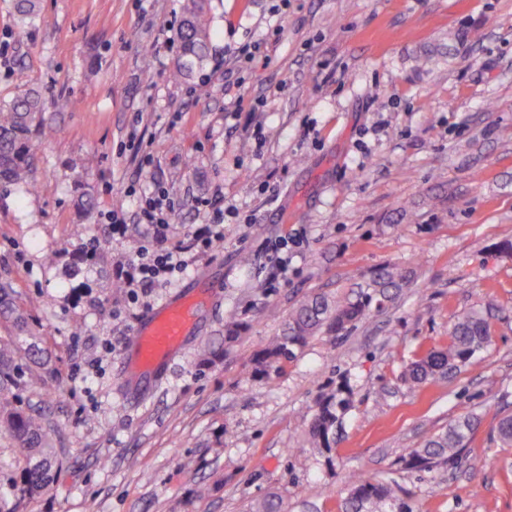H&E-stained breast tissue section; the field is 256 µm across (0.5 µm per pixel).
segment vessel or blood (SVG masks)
<instances>
[{
  "mask_svg": "<svg viewBox=\"0 0 512 512\" xmlns=\"http://www.w3.org/2000/svg\"><path fill=\"white\" fill-rule=\"evenodd\" d=\"M197 313L188 298L167 303L134 331L131 346L139 373L156 374L181 349Z\"/></svg>",
  "mask_w": 512,
  "mask_h": 512,
  "instance_id": "vessel-or-blood-1",
  "label": "vessel or blood"
}]
</instances>
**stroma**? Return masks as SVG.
<instances>
[{"label": "stroma", "mask_w": 512, "mask_h": 512, "mask_svg": "<svg viewBox=\"0 0 512 512\" xmlns=\"http://www.w3.org/2000/svg\"><path fill=\"white\" fill-rule=\"evenodd\" d=\"M277 3L209 0L210 58L176 81L181 0H41L31 26L0 0V101L36 89L52 131L30 138L32 185H0V283L54 372L28 378L22 402L45 408L66 457L28 512H247L271 490L287 512H338L350 472L396 482L417 512H512V448L494 438L496 414L512 413V0H288L278 15ZM254 42L257 60L240 62ZM158 185L177 204L171 237L213 205L239 215L136 302L116 265L145 229L119 237L105 216ZM386 264L417 286L252 376L306 295L349 294ZM187 292L202 296L192 335L152 381L134 379L137 324ZM496 304L486 349L449 379L403 383L456 314ZM232 311L246 332L200 369ZM341 384L352 403L336 447L310 455L308 420ZM470 407L483 423L466 466H409Z\"/></svg>", "instance_id": "1"}]
</instances>
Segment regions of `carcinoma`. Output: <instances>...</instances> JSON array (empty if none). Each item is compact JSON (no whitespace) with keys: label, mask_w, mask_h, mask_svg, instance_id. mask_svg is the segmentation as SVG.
Here are the masks:
<instances>
[{"label":"carcinoma","mask_w":512,"mask_h":512,"mask_svg":"<svg viewBox=\"0 0 512 512\" xmlns=\"http://www.w3.org/2000/svg\"><path fill=\"white\" fill-rule=\"evenodd\" d=\"M20 22L33 24L40 19V0H15ZM179 41L182 61L173 77L189 75L202 66L210 55V20L207 0H182ZM42 112L40 94L33 89L21 91L10 101L0 103V183L31 184L29 135L39 124ZM414 271L395 265L381 266L371 272L365 284L343 299L330 293L315 292L289 311L280 332L252 359V374L263 380L270 368L293 359L309 340L323 335L346 336L357 325L380 311L405 288L414 284ZM0 318L11 322L19 332L28 327V313L17 304L5 287H0ZM246 326L236 314L224 320V336L206 343L200 352L203 367L224 360L230 348L241 338ZM491 309L471 307L454 316L448 345L433 347L406 367L403 380L410 386L446 379L457 373L476 353L491 342ZM28 360L29 370L49 369V352L36 343L24 344L21 336H0V433L11 437L25 460L19 476L12 483L13 501L0 502V512H23L22 505L47 492L63 460L52 438L51 425L35 409L18 405L23 386L17 360ZM351 404V392L341 387L327 394L311 415L307 428V445L315 454H326L336 446V431L342 425ZM482 423V415L472 409L448 424L440 433L426 438L411 450L416 467L431 471L456 467L467 457L466 450ZM501 446L512 447V414H501L495 425ZM389 480L363 473L348 476L347 495L339 512H414L409 499ZM248 512H285L282 495L270 491L250 504Z\"/></svg>","instance_id":"carcinoma-1"}]
</instances>
